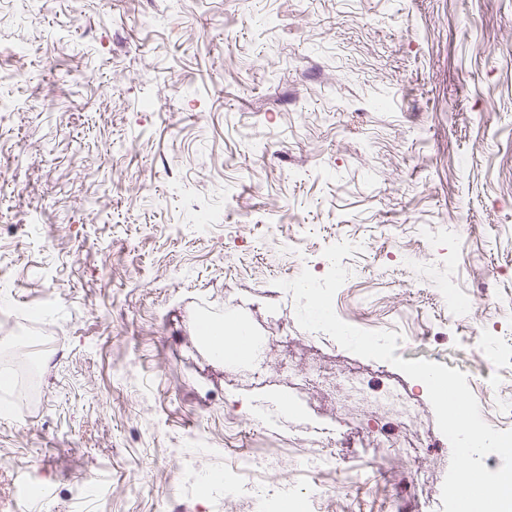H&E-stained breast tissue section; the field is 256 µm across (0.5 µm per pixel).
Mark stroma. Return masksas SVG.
Returning a JSON list of instances; mask_svg holds the SVG:
<instances>
[{
	"mask_svg": "<svg viewBox=\"0 0 512 512\" xmlns=\"http://www.w3.org/2000/svg\"><path fill=\"white\" fill-rule=\"evenodd\" d=\"M1 70L0 274L26 335H56L36 403L0 412V512H224L174 454L199 432L200 470L262 450L270 496L300 512H443L451 447L425 384L301 329L277 283L357 246L339 316L400 333L397 356L459 369L497 408L512 0H0ZM435 271L472 297L461 320ZM202 315L244 324L253 357L219 361ZM317 370L360 375L368 399L398 389L419 424L342 405ZM34 480L46 497L21 501Z\"/></svg>",
	"mask_w": 512,
	"mask_h": 512,
	"instance_id": "35a3bbf8",
	"label": "stroma"
}]
</instances>
